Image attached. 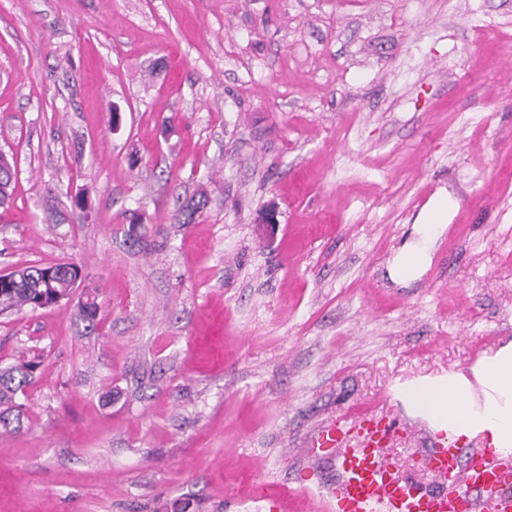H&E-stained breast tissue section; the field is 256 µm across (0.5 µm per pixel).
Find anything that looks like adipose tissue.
Instances as JSON below:
<instances>
[{"instance_id":"obj_1","label":"adipose tissue","mask_w":512,"mask_h":512,"mask_svg":"<svg viewBox=\"0 0 512 512\" xmlns=\"http://www.w3.org/2000/svg\"><path fill=\"white\" fill-rule=\"evenodd\" d=\"M451 206L444 194L431 201L391 262L393 280L408 284L421 277ZM393 394L432 433L460 443L478 438L493 453L512 454V341L483 354L467 370L396 383Z\"/></svg>"}]
</instances>
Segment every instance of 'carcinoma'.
Masks as SVG:
<instances>
[{
    "label": "carcinoma",
    "instance_id": "1",
    "mask_svg": "<svg viewBox=\"0 0 512 512\" xmlns=\"http://www.w3.org/2000/svg\"><path fill=\"white\" fill-rule=\"evenodd\" d=\"M15 169L0 155V207L8 204L13 194ZM208 199L201 195L192 196L179 202L177 220L180 224H193L203 214ZM11 279L0 286V308L22 309L32 311L41 308L42 301H49L57 296H68L74 288L75 281L81 277V268L74 263H57L40 266L19 267L9 272ZM78 317L87 322V327L96 329L97 303L95 295L88 291L85 301L78 309ZM42 364L37 352L24 353L18 361L0 368V433L15 430V425L22 422L25 415L24 405L17 402L19 395L32 384L35 372Z\"/></svg>",
    "mask_w": 512,
    "mask_h": 512
}]
</instances>
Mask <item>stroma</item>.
Segmentation results:
<instances>
[{"mask_svg":"<svg viewBox=\"0 0 512 512\" xmlns=\"http://www.w3.org/2000/svg\"><path fill=\"white\" fill-rule=\"evenodd\" d=\"M0 154V273L71 262L98 304L0 313V367L43 358L0 512H327L305 451L369 413L436 486L392 388L512 339V0H0ZM177 202L179 203L177 220L181 224H194L202 216L208 205V199L204 195L192 196L182 201L178 199ZM451 206L448 194H440L431 201L420 224L413 227L412 238L404 242L391 262L393 280L408 284L421 277L431 263L435 242L447 228Z\"/></svg>","mask_w":512,"mask_h":512,"instance_id":"obj_1","label":"stroma"}]
</instances>
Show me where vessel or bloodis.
<instances>
[{
  "mask_svg": "<svg viewBox=\"0 0 512 512\" xmlns=\"http://www.w3.org/2000/svg\"><path fill=\"white\" fill-rule=\"evenodd\" d=\"M397 436L385 415L339 417L318 431L306 457L319 460L325 450L334 464V479L322 486L330 512H512V455L430 438L423 463L440 483L427 489L392 462Z\"/></svg>",
  "mask_w": 512,
  "mask_h": 512,
  "instance_id": "b4317fda",
  "label": "vessel or blood"
}]
</instances>
